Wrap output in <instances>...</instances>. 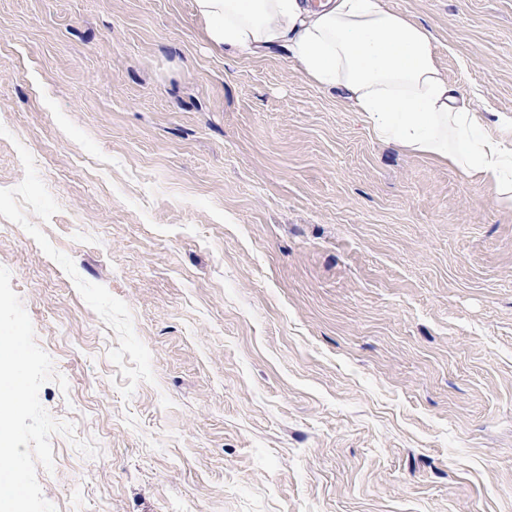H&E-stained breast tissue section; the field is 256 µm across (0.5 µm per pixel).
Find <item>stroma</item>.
Listing matches in <instances>:
<instances>
[{
	"label": "stroma",
	"mask_w": 512,
	"mask_h": 512,
	"mask_svg": "<svg viewBox=\"0 0 512 512\" xmlns=\"http://www.w3.org/2000/svg\"><path fill=\"white\" fill-rule=\"evenodd\" d=\"M512 114V0H384ZM0 266L57 512H512V207L192 0H0ZM93 444L87 456L73 442Z\"/></svg>",
	"instance_id": "stroma-1"
}]
</instances>
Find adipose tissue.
Instances as JSON below:
<instances>
[{
	"label": "adipose tissue",
	"instance_id": "1",
	"mask_svg": "<svg viewBox=\"0 0 512 512\" xmlns=\"http://www.w3.org/2000/svg\"><path fill=\"white\" fill-rule=\"evenodd\" d=\"M211 47L281 48L319 87L364 112L375 137L448 163L512 205V115L488 119L441 76L429 33L383 0H194Z\"/></svg>",
	"mask_w": 512,
	"mask_h": 512
}]
</instances>
